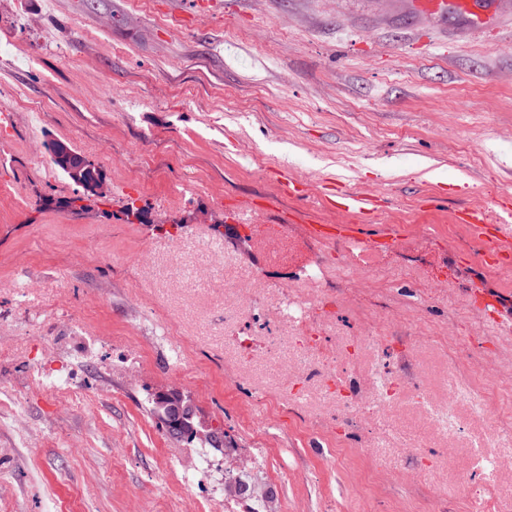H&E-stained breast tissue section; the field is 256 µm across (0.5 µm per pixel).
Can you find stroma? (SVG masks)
<instances>
[{
  "mask_svg": "<svg viewBox=\"0 0 512 512\" xmlns=\"http://www.w3.org/2000/svg\"><path fill=\"white\" fill-rule=\"evenodd\" d=\"M489 11L479 27L417 0H0V40L22 56L0 60V108L15 115L0 138V404L34 429L24 444L0 418V512H45L50 498L59 512H192L175 472L192 468L193 446L151 412L172 389L223 437L195 489L202 500L224 494L225 452L268 448L286 473L253 475L250 494L268 512H472L458 490L473 466L467 441L483 439L486 459L512 457V434L467 410L451 437L408 404L382 419L378 488L359 482L356 453L334 466L314 431L258 433L259 397L293 373L236 353L224 283L249 289L236 333L260 336L274 295L323 264L320 321L332 341L391 323L393 355L421 327L470 336L472 378L490 370L512 382V270L477 262L455 219L512 194V0H489ZM54 140L100 167L105 196L50 172ZM274 169L305 194H288ZM336 183L383 197L379 223L361 233L396 229L392 246L374 250L393 284L373 274L350 292L346 245L305 234L309 222L336 223L319 197ZM266 197L279 212H257ZM131 202L142 220L127 217ZM283 210L295 223L280 224ZM254 217L301 243L290 268H269ZM428 282L449 303H411ZM167 323L179 366L158 338ZM53 336L76 347L93 337L94 358L73 371L87 402L32 382L33 365H59L42 347ZM414 357L443 405V353ZM424 444L441 467L393 480Z\"/></svg>",
  "mask_w": 512,
  "mask_h": 512,
  "instance_id": "stroma-1",
  "label": "stroma"
}]
</instances>
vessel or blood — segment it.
<instances>
[{
	"mask_svg": "<svg viewBox=\"0 0 512 512\" xmlns=\"http://www.w3.org/2000/svg\"><path fill=\"white\" fill-rule=\"evenodd\" d=\"M462 13L473 16L476 24H483L482 16L474 12L476 0H421L424 9L443 10L447 4ZM324 206L352 216L349 224H312L308 233L315 239H336L353 244L361 243L360 222L370 220L377 210L378 198L351 190L333 192L323 197ZM497 212L486 209H463L458 211L456 220L464 224L472 240L478 245V260L491 267L508 269L512 267V224L497 219Z\"/></svg>",
	"mask_w": 512,
	"mask_h": 512,
	"instance_id": "obj_1",
	"label": "vessel or blood"
}]
</instances>
